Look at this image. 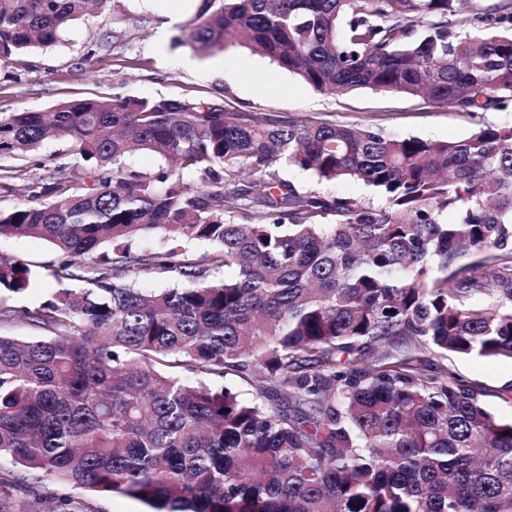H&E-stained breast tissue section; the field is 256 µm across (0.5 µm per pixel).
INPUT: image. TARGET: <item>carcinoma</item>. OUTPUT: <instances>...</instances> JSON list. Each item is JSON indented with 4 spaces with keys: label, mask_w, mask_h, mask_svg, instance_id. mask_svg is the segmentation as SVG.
<instances>
[{
    "label": "carcinoma",
    "mask_w": 512,
    "mask_h": 512,
    "mask_svg": "<svg viewBox=\"0 0 512 512\" xmlns=\"http://www.w3.org/2000/svg\"><path fill=\"white\" fill-rule=\"evenodd\" d=\"M105 2L0 0V56L55 43ZM465 10L222 0L186 45L257 48L317 91L505 110L512 12L489 35ZM55 136L90 166L33 178L28 203L0 210V237L53 244L55 279L85 288L0 302V323L54 332L0 334V463L149 512H512V421L447 366L416 362L431 349L512 359V126L428 141L116 94L1 116L0 159ZM136 150L158 167L137 169ZM282 166L383 203L299 190ZM149 233L166 249L137 254ZM190 240L215 249L188 259ZM145 276L182 285L145 291ZM34 283L0 255V294ZM228 375L248 396L212 385Z\"/></svg>",
    "instance_id": "obj_1"
}]
</instances>
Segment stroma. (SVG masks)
<instances>
[{
	"mask_svg": "<svg viewBox=\"0 0 512 512\" xmlns=\"http://www.w3.org/2000/svg\"><path fill=\"white\" fill-rule=\"evenodd\" d=\"M201 9L202 0H108L98 16L73 25L53 45L0 58V116L46 111L74 99L129 94L195 97L236 112L318 118L439 141L464 138L482 123L512 125V107L473 116L394 93L319 92L245 47L199 56L176 39ZM16 163L27 176L37 174L42 166H64L72 173L84 167L63 137L45 141L32 157L17 158ZM278 176L300 190L365 205L381 202L380 196L356 181L320 184L292 167L280 170ZM0 254L26 261L36 274L32 289L9 296V303L33 307L57 288L52 270L60 255L51 243L34 237H0ZM447 365L480 389L489 409L512 419V404L501 398L503 390L512 387V360L452 356Z\"/></svg>",
	"mask_w": 512,
	"mask_h": 512,
	"instance_id": "35a3bbf8",
	"label": "stroma"
}]
</instances>
